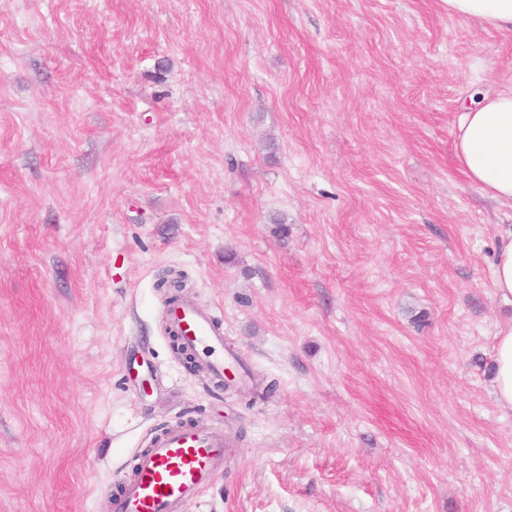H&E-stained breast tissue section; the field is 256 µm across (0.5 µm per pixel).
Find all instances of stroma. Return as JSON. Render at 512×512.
Returning a JSON list of instances; mask_svg holds the SVG:
<instances>
[{
  "mask_svg": "<svg viewBox=\"0 0 512 512\" xmlns=\"http://www.w3.org/2000/svg\"><path fill=\"white\" fill-rule=\"evenodd\" d=\"M512 33L441 0H0V512H110L168 421L187 512H512V209L455 160ZM266 397L188 369L167 271ZM492 286L504 299L512 298V226L504 230L492 271ZM494 395L504 413H512V322L499 329L492 356ZM233 442L205 422L171 420L132 461L131 474L112 493L111 512H184L224 471Z\"/></svg>",
  "mask_w": 512,
  "mask_h": 512,
  "instance_id": "35a3bbf8",
  "label": "stroma"
}]
</instances>
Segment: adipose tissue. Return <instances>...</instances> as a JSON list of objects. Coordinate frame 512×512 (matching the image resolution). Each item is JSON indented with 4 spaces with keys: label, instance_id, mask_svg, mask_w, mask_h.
I'll list each match as a JSON object with an SVG mask.
<instances>
[{
    "label": "adipose tissue",
    "instance_id": "ef3b65f1",
    "mask_svg": "<svg viewBox=\"0 0 512 512\" xmlns=\"http://www.w3.org/2000/svg\"><path fill=\"white\" fill-rule=\"evenodd\" d=\"M449 15L512 32V0H442ZM455 158L467 179L512 206V90L483 95L458 119ZM494 395L512 413V323L499 329L492 356Z\"/></svg>",
    "mask_w": 512,
    "mask_h": 512
}]
</instances>
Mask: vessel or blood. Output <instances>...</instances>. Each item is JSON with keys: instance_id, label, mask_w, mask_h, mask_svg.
Returning a JSON list of instances; mask_svg holds the SVG:
<instances>
[{"instance_id": "obj_1", "label": "vessel or blood", "mask_w": 512, "mask_h": 512, "mask_svg": "<svg viewBox=\"0 0 512 512\" xmlns=\"http://www.w3.org/2000/svg\"><path fill=\"white\" fill-rule=\"evenodd\" d=\"M167 330L199 355V367L223 383L234 356L215 317L190 299L164 307ZM233 442L223 428L171 420L132 461L131 473L112 496L111 512H184L223 472Z\"/></svg>"}]
</instances>
